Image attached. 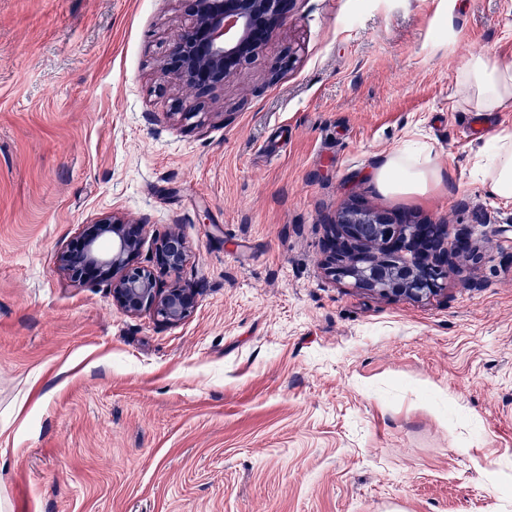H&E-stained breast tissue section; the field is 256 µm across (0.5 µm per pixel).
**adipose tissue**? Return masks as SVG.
I'll list each match as a JSON object with an SVG mask.
<instances>
[{"label": "adipose tissue", "mask_w": 512, "mask_h": 512, "mask_svg": "<svg viewBox=\"0 0 512 512\" xmlns=\"http://www.w3.org/2000/svg\"><path fill=\"white\" fill-rule=\"evenodd\" d=\"M466 102L475 112L512 107V67L483 55L466 60L457 74ZM483 183L491 196L512 200V129L505 128L478 151ZM378 190L386 195L424 196L443 182V170L428 144L416 142L387 153L374 169Z\"/></svg>", "instance_id": "ef3b65f1"}]
</instances>
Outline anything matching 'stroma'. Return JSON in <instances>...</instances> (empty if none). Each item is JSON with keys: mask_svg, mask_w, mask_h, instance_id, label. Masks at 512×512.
<instances>
[{"mask_svg": "<svg viewBox=\"0 0 512 512\" xmlns=\"http://www.w3.org/2000/svg\"><path fill=\"white\" fill-rule=\"evenodd\" d=\"M180 0H0V512H512V201L456 76L512 66V0H297L200 114L156 71ZM277 79L269 69L283 56ZM421 137L426 196L371 174ZM475 229L421 302L328 272L351 200ZM121 211L186 240L175 325L59 271Z\"/></svg>", "mask_w": 512, "mask_h": 512, "instance_id": "obj_1", "label": "stroma"}]
</instances>
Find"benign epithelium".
Returning a JSON list of instances; mask_svg holds the SVG:
<instances>
[{
    "label": "benign epithelium",
    "mask_w": 512,
    "mask_h": 512,
    "mask_svg": "<svg viewBox=\"0 0 512 512\" xmlns=\"http://www.w3.org/2000/svg\"><path fill=\"white\" fill-rule=\"evenodd\" d=\"M189 22L160 61L159 69L189 92L184 115H197L205 97L224 87L287 22L297 0H185ZM148 222L120 212L84 225L76 240L57 255L60 271L81 286L105 287L127 315L150 313L174 325L195 307L197 289L159 274L177 275L188 259V245L175 232L154 238L148 263L137 261ZM441 224H411L396 216L345 207L330 225L324 243L329 269L338 280L381 297L422 301L448 279V256L476 258L470 231L458 232L444 246Z\"/></svg>",
    "instance_id": "7a95c632"
}]
</instances>
